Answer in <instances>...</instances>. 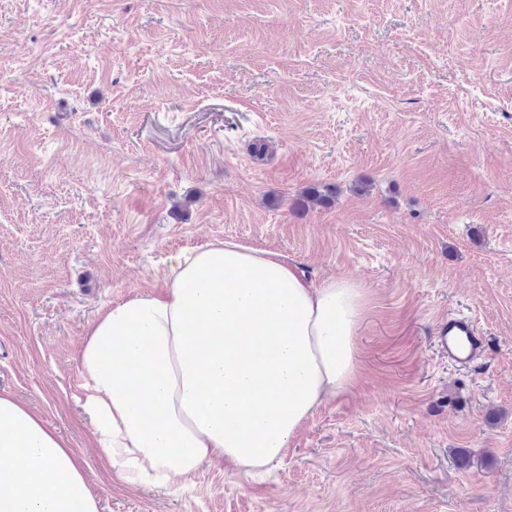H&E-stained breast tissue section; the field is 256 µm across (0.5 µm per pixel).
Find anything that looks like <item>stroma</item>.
I'll use <instances>...</instances> for the list:
<instances>
[{
  "mask_svg": "<svg viewBox=\"0 0 512 512\" xmlns=\"http://www.w3.org/2000/svg\"><path fill=\"white\" fill-rule=\"evenodd\" d=\"M224 240L362 286L356 383L263 475L129 483L79 350ZM0 394L99 512H512V0H0ZM439 323L438 349L457 367H469L479 354L486 351L485 337L479 333L473 319L448 316ZM460 338L468 340V345L459 346Z\"/></svg>",
  "mask_w": 512,
  "mask_h": 512,
  "instance_id": "35a3bbf8",
  "label": "stroma"
}]
</instances>
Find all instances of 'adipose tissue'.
<instances>
[{
    "mask_svg": "<svg viewBox=\"0 0 512 512\" xmlns=\"http://www.w3.org/2000/svg\"><path fill=\"white\" fill-rule=\"evenodd\" d=\"M160 295L110 304L79 355L98 448L129 482L205 461L253 473L280 460L322 401L356 380L364 294L311 283L282 255L232 241L175 257ZM274 337L276 348L255 353ZM0 512H98L67 441L0 395Z\"/></svg>",
    "mask_w": 512,
    "mask_h": 512,
    "instance_id": "obj_1",
    "label": "adipose tissue"
}]
</instances>
